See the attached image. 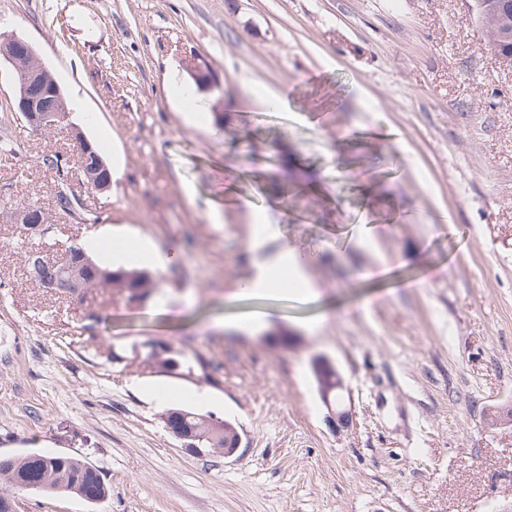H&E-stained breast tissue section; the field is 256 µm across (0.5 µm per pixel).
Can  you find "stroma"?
Here are the masks:
<instances>
[{
  "mask_svg": "<svg viewBox=\"0 0 512 512\" xmlns=\"http://www.w3.org/2000/svg\"><path fill=\"white\" fill-rule=\"evenodd\" d=\"M1 35L82 108L31 129L0 55V455H77L109 489L28 492L20 512L512 507V425L484 419L512 406V68L473 0H0ZM196 63L221 84L196 102L223 125L188 124L168 97ZM254 89L290 111L251 105ZM77 129L122 170L105 194L70 178L93 223L58 208L43 163L75 158ZM244 135L248 156L229 147ZM279 148L299 169L285 206ZM29 202L59 226L48 256L125 226L135 269L154 243L157 293L132 307L39 288L2 220ZM285 244L316 299L239 295V278L284 268ZM384 266L386 284L367 279ZM149 340L201 354L216 381L146 368L132 348ZM318 354L344 379L347 431L325 421ZM170 408L231 420L240 447L196 453L165 428Z\"/></svg>",
  "mask_w": 512,
  "mask_h": 512,
  "instance_id": "stroma-1",
  "label": "stroma"
}]
</instances>
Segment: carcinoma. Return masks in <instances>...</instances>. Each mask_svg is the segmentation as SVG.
Here are the masks:
<instances>
[{
    "label": "carcinoma",
    "instance_id": "carcinoma-1",
    "mask_svg": "<svg viewBox=\"0 0 512 512\" xmlns=\"http://www.w3.org/2000/svg\"><path fill=\"white\" fill-rule=\"evenodd\" d=\"M510 5L500 13L483 19L477 15L478 21L485 28L489 42L497 54L505 55L512 51V43L506 45L504 40L512 37V0ZM56 201L61 209L81 221H88L87 210L83 204L71 193L67 184L58 183ZM79 280L84 290L92 288H117L128 299L136 298L141 305H146L157 291V282L147 270H111L98 265H77ZM147 356L155 359L166 373L181 375L183 372H192L199 368L209 375L219 371V367L197 355L194 360L188 361L182 353L165 346L158 351L147 352ZM316 384L330 385L332 390L331 401H344L345 393L336 389V380L328 379V373L312 369ZM175 420L184 428L185 441L190 448H222L229 435L224 433V423L211 416L196 413L190 409H169L163 414V423ZM38 485L37 491L51 494L80 495L86 485H95L100 491V497L108 495V487L100 473L88 461L75 456L58 453H28L11 456L0 461V501L10 500L17 502L18 496L29 492L28 485Z\"/></svg>",
    "mask_w": 512,
    "mask_h": 512
}]
</instances>
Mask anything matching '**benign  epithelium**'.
<instances>
[{
    "mask_svg": "<svg viewBox=\"0 0 512 512\" xmlns=\"http://www.w3.org/2000/svg\"><path fill=\"white\" fill-rule=\"evenodd\" d=\"M5 54L17 74L18 92L14 106L26 124L36 130L53 129L63 124L69 116L63 92L50 72L38 61L32 46L21 38H14L7 43ZM45 91L56 100L55 107L51 109L45 108L39 102L38 94ZM83 177L87 186L99 193H105L112 187L110 168L100 156L96 157L95 165L83 171ZM9 223L24 224L30 228V231L42 235L50 232L44 214L28 206L19 207L12 212ZM74 254L84 255L83 250L75 243L69 248H61L57 260L60 270L45 275V287L65 292L69 297L81 300L85 292L74 288L73 281L65 276V273L73 272L70 259ZM321 400L327 409L326 420L334 431L340 432L350 427L351 410L341 405H333L329 389L322 388ZM487 419L493 426L512 425V408L508 406L491 408L488 410Z\"/></svg>",
    "mask_w": 512,
    "mask_h": 512,
    "instance_id": "7a95c632",
    "label": "benign epithelium"
}]
</instances>
